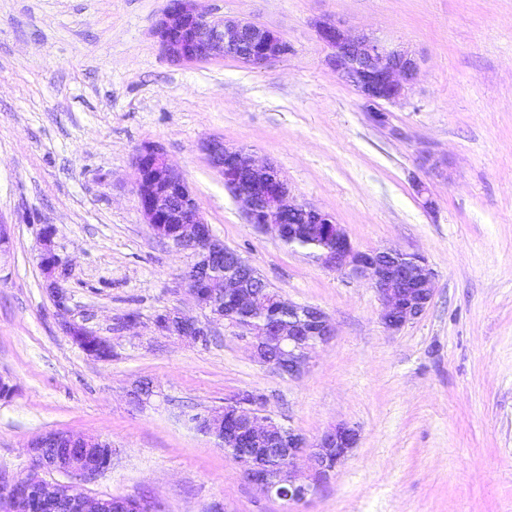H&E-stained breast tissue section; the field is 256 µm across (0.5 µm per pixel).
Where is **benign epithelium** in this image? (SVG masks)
Segmentation results:
<instances>
[{"mask_svg":"<svg viewBox=\"0 0 512 512\" xmlns=\"http://www.w3.org/2000/svg\"><path fill=\"white\" fill-rule=\"evenodd\" d=\"M315 27L331 50V68L363 97L372 120L385 124L387 115L378 109L379 102H393L405 95L417 72L416 60L404 51L387 48L374 37L353 34L332 19L320 20ZM153 32L170 57L185 63L228 57L262 68L288 54V44L277 32L249 21L214 19L198 9L197 0H166ZM204 150L210 164L222 174L225 187L243 203L247 223L280 239L302 236L313 244L329 241L331 245L317 261L331 270L348 268L369 278L381 301L380 319L386 329L398 330L426 311L434 283L424 256L396 249L360 251L331 214L293 199L287 181L274 165L257 167L243 150L227 147L220 138L208 140ZM133 165L136 195L147 223L175 249L190 252L185 288L207 318L204 323L180 310L165 311L154 320L157 331L196 342L210 335L208 323L222 321L251 337V354L259 364L288 376L304 371L317 346L334 336L328 315L318 307L286 301L276 291L264 301L242 279L212 274L226 257L233 255L240 264L246 259L213 234L194 194L161 147L142 145ZM55 235L51 225L40 228V265L55 306L63 310L68 301L63 283L70 269L55 251ZM266 303L288 313V319L263 327L255 325L250 314ZM63 327L83 351L100 359L110 356L106 340L85 326L66 321ZM259 405L258 395L239 392L224 405V411L200 415L196 422L225 446L240 449L234 461L249 483L267 496L302 502L342 463L358 435L338 423L311 443L301 433L261 413ZM29 448L33 468L24 477L3 485L9 491L4 499L5 512H127L132 499L91 498L81 488V483L111 464V443L50 431L32 440ZM271 449L281 460L272 476L263 465ZM43 472L60 473L68 481L50 482L41 476Z\"/></svg>","mask_w":512,"mask_h":512,"instance_id":"benign-epithelium-1","label":"benign epithelium"}]
</instances>
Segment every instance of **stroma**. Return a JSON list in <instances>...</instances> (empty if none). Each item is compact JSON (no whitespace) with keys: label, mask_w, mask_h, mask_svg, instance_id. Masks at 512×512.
<instances>
[{"label":"stroma","mask_w":512,"mask_h":512,"mask_svg":"<svg viewBox=\"0 0 512 512\" xmlns=\"http://www.w3.org/2000/svg\"><path fill=\"white\" fill-rule=\"evenodd\" d=\"M165 4L0 0V378L13 389L0 397V483L29 471L32 438L65 430L114 448L88 496L158 512H512V0H200L287 42L261 69L173 61L153 34ZM320 18L415 57L413 84L383 105L400 136L329 67ZM212 138L275 165L357 249L424 255L425 314L387 331L368 280L247 224L202 149ZM145 143L162 147L216 237L286 300L327 313L335 334L301 375L260 366L221 322L204 342L156 331L157 314L195 307L187 255L138 205ZM43 224L71 268L64 312L39 264ZM131 312L137 325L122 329ZM67 321L111 357L83 351ZM139 381L156 394L137 405ZM245 390L308 440L339 422L358 430L304 502L264 495L192 422ZM64 330L73 341L85 352L106 359L110 356L111 348L106 340L94 335L85 326L75 322H64Z\"/></svg>","instance_id":"35a3bbf8"}]
</instances>
